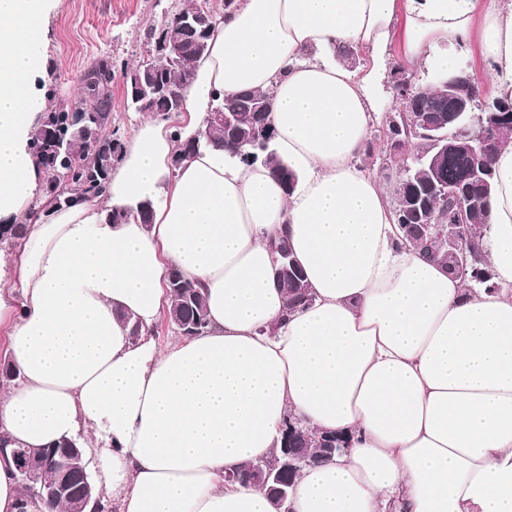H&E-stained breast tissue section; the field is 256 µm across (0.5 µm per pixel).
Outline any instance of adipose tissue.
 <instances>
[{"label": "adipose tissue", "mask_w": 512, "mask_h": 512, "mask_svg": "<svg viewBox=\"0 0 512 512\" xmlns=\"http://www.w3.org/2000/svg\"><path fill=\"white\" fill-rule=\"evenodd\" d=\"M48 2L0 0V218L12 222L40 184L28 25ZM396 36L403 62L445 72L479 43L495 94L512 98V0H234L181 119L198 131L214 93H270L294 190L215 147L172 169L179 143L150 117L99 199L29 225L0 260L18 373L0 392V512L23 497L13 449L81 430L120 512H276L265 490L225 477L270 457L291 418L346 442L302 471L292 512H512V144L494 158L479 242L501 288L471 290L401 242L385 186L361 163L370 88ZM341 45L370 49L371 69L307 56ZM115 210L125 220L112 223ZM281 243L313 295L292 313L273 265ZM170 264L204 294L208 329L161 349L147 331L169 302Z\"/></svg>", "instance_id": "ef3b65f1"}]
</instances>
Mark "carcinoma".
I'll list each match as a JSON object with an SVG mask.
<instances>
[{
    "label": "carcinoma",
    "mask_w": 512,
    "mask_h": 512,
    "mask_svg": "<svg viewBox=\"0 0 512 512\" xmlns=\"http://www.w3.org/2000/svg\"><path fill=\"white\" fill-rule=\"evenodd\" d=\"M198 59L197 53L187 52L179 58L170 60L165 57L155 59L154 75L164 85L190 82L194 79L192 63ZM117 64L110 58L97 60L85 73L83 90L78 100L82 101L83 109L93 114L97 128L105 131L112 125L111 92L110 87L115 76ZM123 82L126 86L127 104L136 112H150L169 118L174 112L169 110L167 98L162 94L145 92L140 96L132 93L133 86L143 79V73L138 67H124L121 69ZM396 76H403L405 80L393 83L396 99L401 103V111L390 116L384 131V137L397 139L402 144L410 146V158L407 163L411 165L413 183L426 194L425 211L432 222L441 224H479L487 227L489 224V198L495 186V171L492 159L479 158L477 160L453 152L448 153L443 163L431 167L426 160L418 157L426 154L428 145L422 137L414 134L407 128L402 113L416 112L418 114L438 112L442 115L448 113L453 107L449 99L437 98L426 89H419L415 76L398 69ZM267 105V111L273 109V97L269 93L255 91H241L232 96H215L212 109L221 110L232 116L234 125L228 129L223 123L209 120L206 135L199 142L176 132L180 140L179 154L192 156L203 148L215 146L224 148L225 153L236 152L241 144L258 127L259 107ZM70 104L44 112L40 115L37 125L31 133L30 149L35 163L42 170V183L46 193L53 195L57 190L56 174L66 169L74 172L71 181L73 191H78L87 200H93L103 194V188L109 180L114 169L113 140L111 136L118 134L113 130L112 135L100 141L95 150H87L82 146V140L69 135ZM479 164L486 173V185L476 193L471 201L458 197L454 190L465 182L468 169ZM271 172L277 176L286 187L296 182L297 176L284 167L277 158L266 162ZM396 222L406 241L417 247L425 256L448 267L453 272L451 262L447 256L448 248L438 239H420L411 234L406 226L412 224V219L400 211H395ZM28 230L26 224H1L0 244L12 247L16 241L23 238ZM472 253L474 263L459 279L466 284L485 286L481 282L482 275L489 271V267L479 257L478 241L469 237L459 236ZM168 273L178 278V285L169 289L171 304L167 309V316L174 320L172 327L177 331L190 326L195 334L200 335L207 330L206 302L202 292L196 288L175 266L168 267ZM276 281L286 290L288 309L295 310L301 307V299L311 296L304 272L295 275H276ZM281 457L276 452L274 458L264 461L250 462L244 465L239 474L246 480L261 484L266 478L265 465H270L273 459Z\"/></svg>",
    "instance_id": "carcinoma-1"
}]
</instances>
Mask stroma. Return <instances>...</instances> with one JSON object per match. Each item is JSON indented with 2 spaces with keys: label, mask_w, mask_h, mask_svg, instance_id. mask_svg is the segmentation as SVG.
<instances>
[{
  "label": "stroma",
  "mask_w": 512,
  "mask_h": 512,
  "mask_svg": "<svg viewBox=\"0 0 512 512\" xmlns=\"http://www.w3.org/2000/svg\"><path fill=\"white\" fill-rule=\"evenodd\" d=\"M174 0H50L41 20L39 51L41 69L34 77L31 92L48 107H56L77 97L83 75L103 56L118 63L135 64L146 51L152 25L160 23ZM374 103L367 140L374 153L364 159L367 170L381 182H389L391 171L383 167L379 137L398 102L391 74L373 84Z\"/></svg>",
  "instance_id": "35a3bbf8"
}]
</instances>
